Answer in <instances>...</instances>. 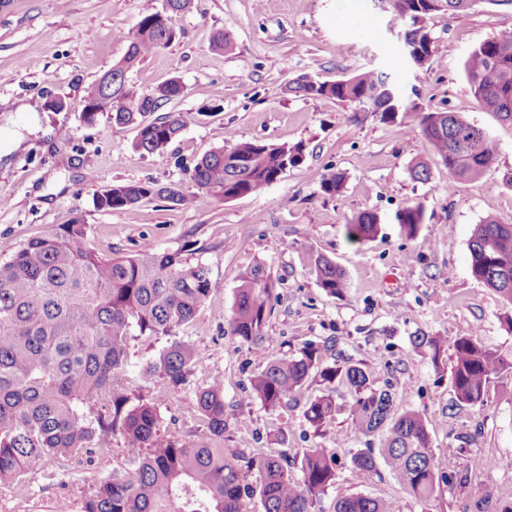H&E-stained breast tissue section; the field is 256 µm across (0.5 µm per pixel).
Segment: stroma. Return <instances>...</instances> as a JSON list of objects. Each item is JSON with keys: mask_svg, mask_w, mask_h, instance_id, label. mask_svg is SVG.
I'll return each mask as SVG.
<instances>
[{"mask_svg": "<svg viewBox=\"0 0 512 512\" xmlns=\"http://www.w3.org/2000/svg\"><path fill=\"white\" fill-rule=\"evenodd\" d=\"M163 0H0V241L18 247L76 221L86 225L98 251L130 256L151 248L181 252L221 282L182 333L205 361L187 385L173 389L144 370L165 339L132 336L128 344V395L146 398L159 413L160 429L189 443L209 432L196 393L211 377L224 380V445L259 454L287 451L288 470L301 478L303 449L321 446L336 455V481L313 512H335L339 499L362 494L387 512H502L512 505V370L493 374L484 404H460L451 384L456 337L474 334L483 346L512 360V307L471 274L469 241L489 215L512 224V120L484 111L473 98L463 61L476 45L512 21V0H476L458 15L436 13L427 69H413L401 50V29L388 0H191L169 47L147 56L129 74L148 93L171 77L185 87L166 104L184 115L180 135L160 153L136 150L135 128L95 124L78 110L89 86L118 63L125 42L117 30L135 28L161 11ZM227 32L229 50L212 46ZM395 74L406 97L434 110L462 112L496 147V160L475 180L449 182L417 125L383 122L371 112L333 98H305L287 89L310 76L349 77L366 68ZM64 98L66 110L47 102ZM241 141L303 144L305 158L261 192L206 207L181 206L157 197L123 210L102 211L96 196L111 186L153 181L189 188L187 172L217 145ZM424 164L427 180L411 175ZM342 174L336 195L320 189L323 176ZM421 206L423 222L407 235L397 220ZM370 211L378 231L361 243L344 226ZM340 266L348 286L332 297L308 270L310 255ZM265 264L275 288L264 333V353L232 336L239 275ZM438 336L447 344L441 364L415 337ZM320 347L325 363H361L377 385H391L398 411L425 420L437 455L456 449L454 477L427 500L412 497L386 465L360 478L352 456L379 448V434L357 432L350 389L312 383L277 410L252 394L251 379L266 358ZM330 393L334 420L314 431L303 412ZM129 464L121 435L106 456L68 458L52 471L30 473L24 486L0 483V512H55L67 503L80 512L96 483Z\"/></svg>", "mask_w": 512, "mask_h": 512, "instance_id": "35a3bbf8", "label": "stroma"}]
</instances>
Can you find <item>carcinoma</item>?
<instances>
[{"instance_id": "1", "label": "carcinoma", "mask_w": 512, "mask_h": 512, "mask_svg": "<svg viewBox=\"0 0 512 512\" xmlns=\"http://www.w3.org/2000/svg\"><path fill=\"white\" fill-rule=\"evenodd\" d=\"M167 22L160 13L144 16L135 30L123 34V58L88 89L84 101L112 97V126L138 128L134 147L148 154L165 150L184 126L180 112L152 121L148 114L181 97L184 86L173 77L150 94H141L127 73L146 56L180 34L177 17L190 0H168ZM475 0H391L402 25V51L415 68L427 66L432 38L425 25L444 7L450 15L470 9ZM464 70L476 101L489 112L512 120V25L480 43L467 55ZM302 97H328L348 102L393 123L409 115L441 164L448 181L476 179L494 164L496 153L484 132L460 112L432 111L408 101L398 79L376 69L333 82L302 76L288 85ZM299 145L244 141L230 148L216 146L189 170L193 191L159 187L151 181L114 185L95 198L100 210L131 207L149 197L176 205L205 206L261 192L290 167L300 165ZM420 207L398 216L412 237L422 222ZM351 243H361L377 230V216L362 212L344 225ZM472 276L512 306V224L487 216L475 225L469 242ZM0 262V482L25 481L31 472L83 453L104 452L109 437L120 431L131 465L112 471L84 500L81 512H245L253 487L247 474L257 473L256 487L264 512H312L317 498L336 479V456L326 448L302 451L303 480L288 473L286 456L274 450L248 457L225 449L224 380L213 377L196 394L212 442L186 444L160 434L156 407L141 401L128 408L125 366L133 333L167 338V345L145 374L179 388L203 367L192 342L179 330L193 321L221 283L201 264L179 253L145 249L133 256L112 257L88 243L86 225L64 224L52 234L7 249ZM311 272L328 295L348 288L345 273L331 259H310ZM274 288L262 264L240 277L229 321L232 335L255 349L266 342L264 327ZM429 349L433 364L441 358L437 337H416ZM451 383L457 400L482 404L490 376L512 369L495 351L473 336L453 344ZM312 346L299 353L270 358L252 379L261 404L276 409L316 377L324 384L343 383L354 392L351 409L355 430L384 431L380 448L353 456L354 467L370 474L378 459L418 500L434 495L451 467L437 456L421 416L398 413L390 388L375 385L363 364L322 365ZM336 405L328 394L312 399L304 417L315 429L330 424ZM336 512H386L382 502L354 494L336 503Z\"/></svg>"}]
</instances>
